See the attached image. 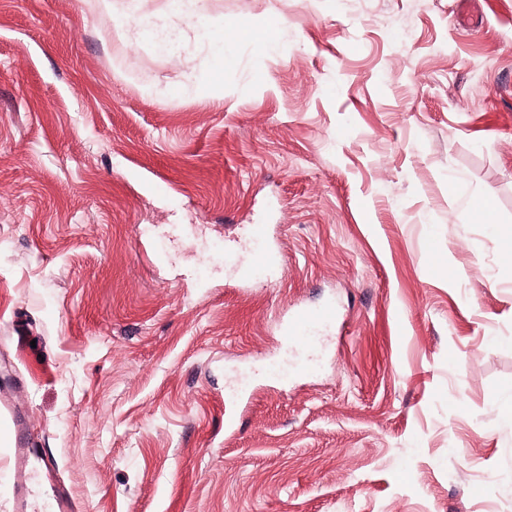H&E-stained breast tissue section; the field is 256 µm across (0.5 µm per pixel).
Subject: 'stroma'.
I'll list each match as a JSON object with an SVG mask.
<instances>
[{
    "label": "stroma",
    "instance_id": "stroma-1",
    "mask_svg": "<svg viewBox=\"0 0 512 512\" xmlns=\"http://www.w3.org/2000/svg\"><path fill=\"white\" fill-rule=\"evenodd\" d=\"M125 4L0 0V391L57 465L32 512L53 484L74 512H512V0H204L246 29L221 72L169 0ZM253 224L275 259L243 284ZM336 321V307L332 304L322 306H302L298 308L283 325L281 333L286 339L297 341L310 329L331 324Z\"/></svg>",
    "mask_w": 512,
    "mask_h": 512
}]
</instances>
